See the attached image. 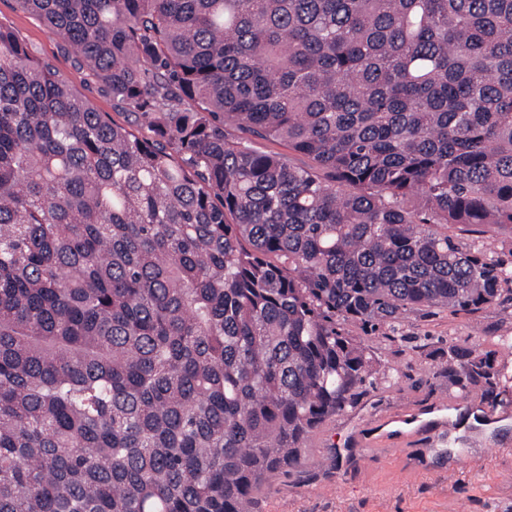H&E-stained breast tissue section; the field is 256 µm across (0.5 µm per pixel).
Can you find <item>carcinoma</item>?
I'll return each instance as SVG.
<instances>
[{
	"mask_svg": "<svg viewBox=\"0 0 512 512\" xmlns=\"http://www.w3.org/2000/svg\"><path fill=\"white\" fill-rule=\"evenodd\" d=\"M18 2L134 121L0 24V512H250L369 382L344 323L512 284L461 240L512 232V0Z\"/></svg>",
	"mask_w": 512,
	"mask_h": 512,
	"instance_id": "carcinoma-1",
	"label": "carcinoma"
}]
</instances>
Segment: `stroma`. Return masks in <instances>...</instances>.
<instances>
[{
	"mask_svg": "<svg viewBox=\"0 0 512 512\" xmlns=\"http://www.w3.org/2000/svg\"><path fill=\"white\" fill-rule=\"evenodd\" d=\"M0 24L99 110L124 121L111 96L17 0H0ZM344 329L375 356L371 384L312 433L295 467L266 481L252 512H512V345L502 343L512 338V299L475 314L410 312L392 329ZM452 347L504 368L497 398L449 371ZM444 406L496 427L457 432L441 424ZM372 441L379 454H367Z\"/></svg>",
	"mask_w": 512,
	"mask_h": 512,
	"instance_id": "1",
	"label": "stroma"
}]
</instances>
